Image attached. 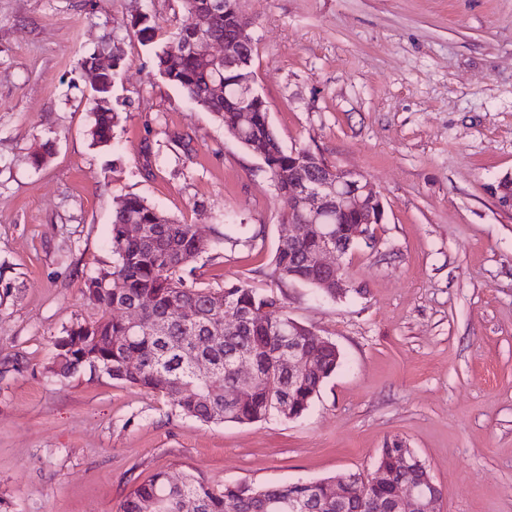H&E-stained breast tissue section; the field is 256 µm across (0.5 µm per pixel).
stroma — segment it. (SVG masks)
Listing matches in <instances>:
<instances>
[{
  "mask_svg": "<svg viewBox=\"0 0 512 512\" xmlns=\"http://www.w3.org/2000/svg\"><path fill=\"white\" fill-rule=\"evenodd\" d=\"M254 88L285 147L364 173L377 245L342 259L341 298L266 274L288 208L263 161L162 78L182 0H0V500L7 512H119L160 471L213 485L372 469L400 439L443 512H512V0H241ZM145 13L152 45L130 27ZM122 58L109 145H93L103 42ZM137 195L225 240L200 281L243 282L332 340L341 363L295 419L204 424L162 398L47 366L86 281L114 261L112 214Z\"/></svg>",
  "mask_w": 512,
  "mask_h": 512,
  "instance_id": "1",
  "label": "stroma"
}]
</instances>
